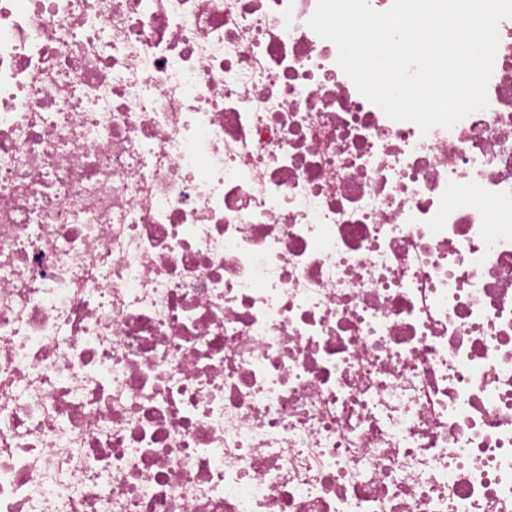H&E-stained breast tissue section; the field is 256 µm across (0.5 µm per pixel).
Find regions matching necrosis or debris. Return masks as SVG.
<instances>
[{
  "mask_svg": "<svg viewBox=\"0 0 512 512\" xmlns=\"http://www.w3.org/2000/svg\"><path fill=\"white\" fill-rule=\"evenodd\" d=\"M317 0H0V512H512V18L389 118Z\"/></svg>",
  "mask_w": 512,
  "mask_h": 512,
  "instance_id": "necrosis-or-debris-1",
  "label": "necrosis or debris"
}]
</instances>
